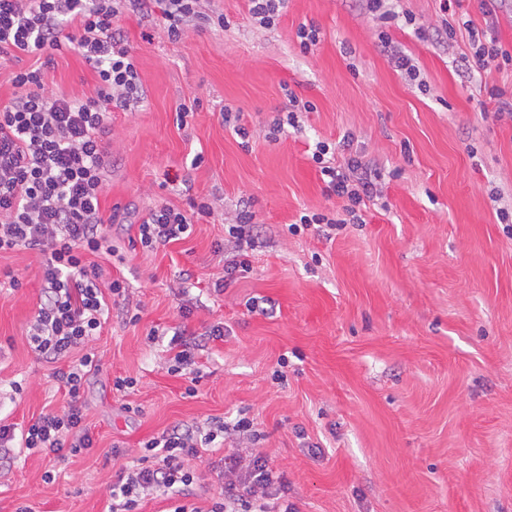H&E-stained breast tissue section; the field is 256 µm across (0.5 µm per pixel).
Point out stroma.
Listing matches in <instances>:
<instances>
[{"label":"stroma","instance_id":"obj_1","mask_svg":"<svg viewBox=\"0 0 512 512\" xmlns=\"http://www.w3.org/2000/svg\"><path fill=\"white\" fill-rule=\"evenodd\" d=\"M227 28H191L177 42L160 13H124L145 99L112 114V164L100 197L123 279L88 349L100 359L83 394L94 446L60 461L22 451L0 482V512H107L119 472L139 444L180 424L248 418L270 468L288 479L298 512H512V234L497 212L512 207V119L484 111L482 85L512 90L487 70L460 82L465 44L443 47L391 28L429 85L420 91L383 54L380 25L356 0H287L263 27L244 0H211ZM320 40L301 52L296 32ZM45 87L95 94L78 48L43 68ZM311 101L278 140L289 95ZM199 108L178 120L181 104ZM241 115L248 142L225 129ZM351 135L349 149L338 148ZM335 144L336 164L356 156L377 169L381 196L364 221L332 239L298 223L302 212L341 215L310 149ZM221 199L223 212L189 236L142 248L136 222L150 209ZM252 202L258 241L247 277L214 293L224 274V225ZM44 258L0 255L18 290L0 289V421L26 424L66 406L54 364L27 339ZM269 302L267 314L248 308ZM191 315L181 319V308ZM223 323V340L197 356L196 384L168 374L167 339L151 330ZM131 378L119 390L115 378ZM20 391H12L11 382ZM194 394H187V387ZM123 453L113 456L112 446Z\"/></svg>","mask_w":512,"mask_h":512}]
</instances>
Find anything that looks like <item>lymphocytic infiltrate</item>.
Instances as JSON below:
<instances>
[{"mask_svg": "<svg viewBox=\"0 0 512 512\" xmlns=\"http://www.w3.org/2000/svg\"><path fill=\"white\" fill-rule=\"evenodd\" d=\"M361 2L385 26L379 34L383 52L409 78H416L409 58L387 29L413 24L418 33L428 30L417 25L413 15L386 9L384 0ZM157 11L172 41L183 38L191 21L199 27L228 24L224 15L206 12L202 0H0L1 61L19 53L39 57L74 43L98 78L95 96L71 99L47 91L40 69H24L12 77L22 95L0 103V252L24 248L45 257L44 287L29 344L43 360L55 364L54 377L69 397L63 410L43 412L25 426L0 424V478L10 465L12 442L57 459L83 453L93 445L81 398L87 377L98 370L99 361L89 352L68 368H59L58 363L101 331L111 311L109 298L126 293L118 279L100 287L95 262L96 257L117 253L100 212L111 112L130 109L144 95L127 40L114 20L124 12L149 15ZM461 30L469 38V53L461 58L463 78H471L476 69L512 71V49L505 48L494 32L476 28L472 20L445 19L431 31L437 39L452 42ZM329 150L327 143H318L312 159L326 177L329 193L344 200L346 217L340 220L312 212L300 215L299 222L331 229L347 222L362 223V210L376 197L380 175L355 157L343 166L325 165ZM214 213L215 206L208 201L194 204L189 214L168 205L156 207L140 221L139 241L142 247L154 249L183 239L194 218ZM254 230L252 212L240 209L235 224L226 230L231 255L216 290L250 271ZM223 337L220 323L200 340L187 327L175 328L168 373L195 379V352L201 340ZM225 430L223 421L213 419L203 427L177 425L143 441L135 464L123 469L112 486L109 512H137L141 500L151 495L171 500L172 512H201L191 501L196 462ZM217 467L224 491L209 512H297L288 501L287 481L269 468L262 454L246 460L231 448Z\"/></svg>", "mask_w": 512, "mask_h": 512, "instance_id": "obj_1", "label": "lymphocytic infiltrate"}]
</instances>
